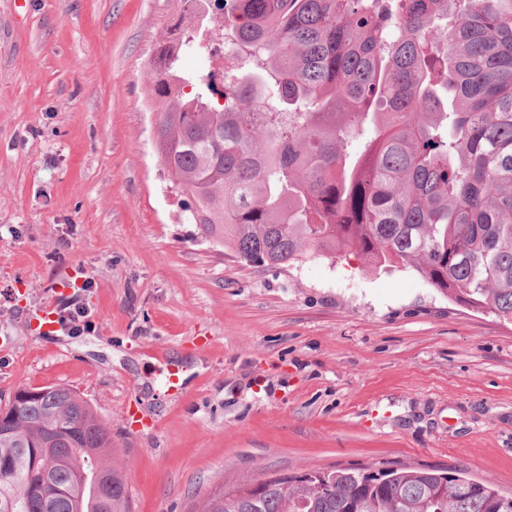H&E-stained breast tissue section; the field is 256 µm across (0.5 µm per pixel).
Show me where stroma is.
<instances>
[{
    "label": "stroma",
    "mask_w": 512,
    "mask_h": 512,
    "mask_svg": "<svg viewBox=\"0 0 512 512\" xmlns=\"http://www.w3.org/2000/svg\"><path fill=\"white\" fill-rule=\"evenodd\" d=\"M176 0H0V405L65 384L112 429L129 512H201L308 468L456 466L512 494V324L412 272L200 237L154 148ZM79 272L89 323L40 334ZM184 367L166 393L151 350Z\"/></svg>",
    "instance_id": "obj_1"
}]
</instances>
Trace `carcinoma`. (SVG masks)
Segmentation results:
<instances>
[{
  "instance_id": "1",
  "label": "carcinoma",
  "mask_w": 512,
  "mask_h": 512,
  "mask_svg": "<svg viewBox=\"0 0 512 512\" xmlns=\"http://www.w3.org/2000/svg\"><path fill=\"white\" fill-rule=\"evenodd\" d=\"M150 60L155 145L201 236L246 263L313 250L408 269L512 324V0H180ZM234 66L183 91V52ZM0 407V512H128L112 430L63 385ZM203 512H512L451 467L312 468Z\"/></svg>"
}]
</instances>
